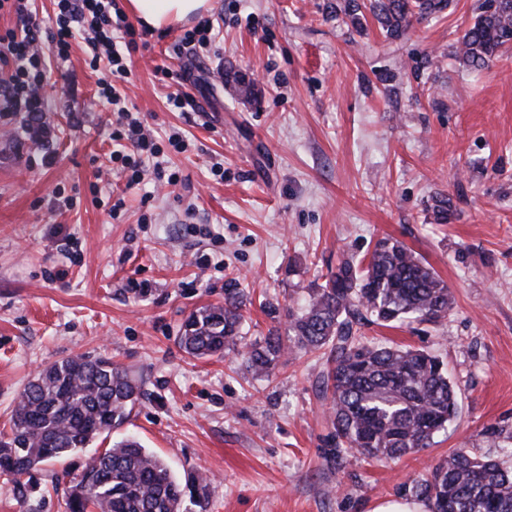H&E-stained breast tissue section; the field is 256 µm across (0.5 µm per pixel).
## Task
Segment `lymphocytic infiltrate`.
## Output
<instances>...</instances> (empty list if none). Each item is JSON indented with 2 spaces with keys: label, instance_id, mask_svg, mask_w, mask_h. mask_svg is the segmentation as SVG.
Segmentation results:
<instances>
[{
  "label": "lymphocytic infiltrate",
  "instance_id": "lymphocytic-infiltrate-1",
  "mask_svg": "<svg viewBox=\"0 0 512 512\" xmlns=\"http://www.w3.org/2000/svg\"><path fill=\"white\" fill-rule=\"evenodd\" d=\"M57 14L50 40L58 64L70 59L72 42L83 35L89 65L105 69L99 78L97 99L111 106L116 122L111 131L113 159L131 172V183L141 180L143 156H159L161 150L143 122L134 117L125 95L117 85L125 77V59L135 50L141 32L116 8L114 0H55ZM14 11L20 19L15 28L0 30V67L10 76L0 87V112H23L27 131L38 143H45L51 129L45 122V99L41 93L48 70L41 53V30L25 0H0V11Z\"/></svg>",
  "mask_w": 512,
  "mask_h": 512
}]
</instances>
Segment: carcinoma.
<instances>
[{"label":"carcinoma","instance_id":"carcinoma-1","mask_svg":"<svg viewBox=\"0 0 512 512\" xmlns=\"http://www.w3.org/2000/svg\"><path fill=\"white\" fill-rule=\"evenodd\" d=\"M451 6L452 0H341L331 17L360 32L368 12L395 41L412 19H433ZM476 10L453 54L460 66L474 70L512 49V0H481ZM452 214L451 200L436 198L435 221L446 224ZM247 303L239 279H229L224 302L185 319L176 336L179 347L196 358L239 351ZM451 308L448 285L432 267L404 244L381 239L367 262L341 260L323 283L305 288L301 303L288 306L289 345L271 329L248 346L244 363L268 376L291 353L324 351L316 395L332 404L336 458L346 448L376 460L400 459L430 446L455 419L458 391L437 356L374 345L361 328L407 319L437 323ZM141 394V384L106 357L76 355L51 364L12 406L9 431L0 432V474L18 485L43 462L88 447L122 426ZM186 486L202 496L207 480L198 473L179 479L160 456L125 438L86 458L67 488L68 512H181ZM409 491L430 502L432 512H512V471L463 449L413 479Z\"/></svg>","mask_w":512,"mask_h":512}]
</instances>
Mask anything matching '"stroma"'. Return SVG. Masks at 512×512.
<instances>
[{
    "label": "stroma",
    "mask_w": 512,
    "mask_h": 512,
    "mask_svg": "<svg viewBox=\"0 0 512 512\" xmlns=\"http://www.w3.org/2000/svg\"><path fill=\"white\" fill-rule=\"evenodd\" d=\"M335 2L211 0L222 36L210 48L172 53L187 22L128 56L121 88L173 185H128L110 161L115 117L94 98L83 40L45 88L53 165L23 114L0 112V425L39 370L104 356L143 394L93 449L133 437L177 476L203 474L205 502L184 499L183 512H374L458 448L512 467L504 439L482 433L512 429V53L482 70L452 59L477 0H454L393 42L373 21L361 34L337 26ZM229 72L253 80L255 98L235 96ZM179 88L194 110L170 111ZM440 195L454 204L447 224L433 218ZM384 237L452 293L440 323L364 329L446 365L458 414L430 447L388 463L348 451L336 465L315 395L320 353L259 377L240 355L198 360L178 347L183 321L222 302L229 278L252 297L246 339L260 340L287 330L288 306L318 275ZM79 462L43 463L18 486L0 476V512H67L57 479Z\"/></svg>",
    "instance_id": "stroma-1"
}]
</instances>
